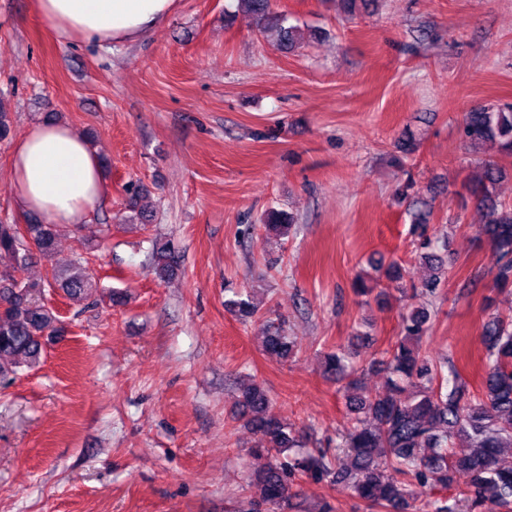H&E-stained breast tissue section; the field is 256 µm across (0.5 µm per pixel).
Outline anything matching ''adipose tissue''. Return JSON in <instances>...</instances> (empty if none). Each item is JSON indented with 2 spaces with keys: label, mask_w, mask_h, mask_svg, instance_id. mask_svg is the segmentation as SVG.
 <instances>
[{
  "label": "adipose tissue",
  "mask_w": 512,
  "mask_h": 512,
  "mask_svg": "<svg viewBox=\"0 0 512 512\" xmlns=\"http://www.w3.org/2000/svg\"><path fill=\"white\" fill-rule=\"evenodd\" d=\"M41 15L57 30L124 43L156 29L174 0H38ZM13 186L21 209L56 224L83 223L106 193L97 154L75 127L38 122L15 143Z\"/></svg>",
  "instance_id": "1"
}]
</instances>
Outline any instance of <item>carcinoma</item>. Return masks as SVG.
Segmentation results:
<instances>
[{
	"label": "carcinoma",
	"mask_w": 512,
	"mask_h": 512,
	"mask_svg": "<svg viewBox=\"0 0 512 512\" xmlns=\"http://www.w3.org/2000/svg\"><path fill=\"white\" fill-rule=\"evenodd\" d=\"M253 16L260 31L275 28L280 49L297 46L295 26L271 8V0H238ZM349 16L368 11L374 0H339ZM463 134L478 149L487 144L497 154L512 158V104L479 106L465 113ZM506 175L494 160L482 162L480 178L464 185L480 212L478 233L495 255L493 285L512 288V204L497 199L496 185ZM268 234L286 236L293 219L283 210L270 209L263 218ZM62 224H44L32 217L28 235L18 225L0 223V382L7 384L23 365L42 362L48 343L64 335L65 327L45 302L48 280L32 282L20 276L33 253L50 257ZM416 256L433 274L411 283L421 303L401 316L400 336L384 352L381 365L387 374L384 391L365 393L354 377L353 352L338 347L323 354L324 374L339 384L349 428L333 456L327 448L296 453L304 447L303 433L270 413L265 387L253 382L239 395L240 416L254 436L253 453L268 459L251 476L256 512H281L294 482L306 476L315 482L344 484L368 512H512V466L501 463V453L512 447V318L491 315L482 328L486 348L485 378L478 394L469 391L456 367L434 357L423 345L432 318L431 307L446 282L449 267L435 241L420 233ZM162 278L176 274L180 255L169 243L156 247L150 258ZM372 285L359 284L357 293L369 295L382 278L401 282L409 269L398 263L374 267ZM53 287L70 300L86 298L98 288L82 267L53 268ZM225 308L242 320L253 317L259 302L252 291L235 292ZM296 341L283 324L270 325L264 351L281 360L292 357ZM468 477L465 486L448 495L455 476Z\"/></svg>",
	"instance_id": "1"
}]
</instances>
